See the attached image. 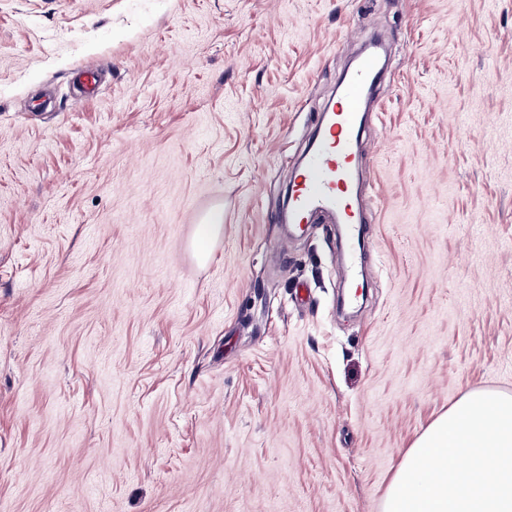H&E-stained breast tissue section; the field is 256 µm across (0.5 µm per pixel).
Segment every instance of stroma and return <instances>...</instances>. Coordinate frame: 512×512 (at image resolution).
Segmentation results:
<instances>
[{
    "mask_svg": "<svg viewBox=\"0 0 512 512\" xmlns=\"http://www.w3.org/2000/svg\"><path fill=\"white\" fill-rule=\"evenodd\" d=\"M375 30L350 267L280 217ZM476 389L512 395V0H0V512H380Z\"/></svg>",
    "mask_w": 512,
    "mask_h": 512,
    "instance_id": "35a3bbf8",
    "label": "stroma"
}]
</instances>
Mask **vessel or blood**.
<instances>
[{
  "label": "vessel or blood",
  "mask_w": 512,
  "mask_h": 512,
  "mask_svg": "<svg viewBox=\"0 0 512 512\" xmlns=\"http://www.w3.org/2000/svg\"><path fill=\"white\" fill-rule=\"evenodd\" d=\"M379 79L375 55H367L352 69L338 95L336 107L322 121L318 145L293 177L290 219L305 224L327 212L345 227L348 239L358 238L363 221L355 204L353 184L358 168L359 120L362 98Z\"/></svg>",
  "instance_id": "1"
}]
</instances>
